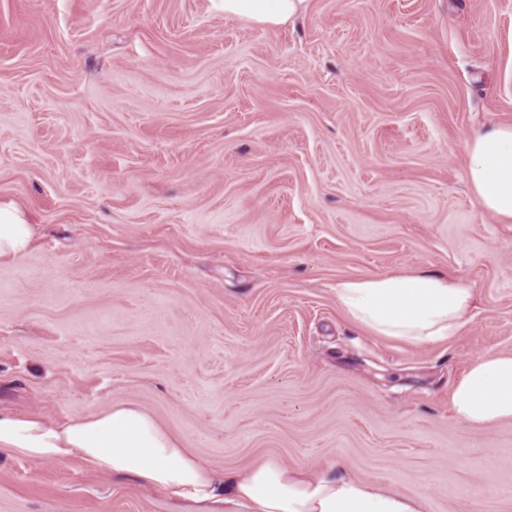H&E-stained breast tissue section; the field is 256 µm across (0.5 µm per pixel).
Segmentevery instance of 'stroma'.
<instances>
[{
  "label": "stroma",
  "instance_id": "35a3bbf8",
  "mask_svg": "<svg viewBox=\"0 0 512 512\" xmlns=\"http://www.w3.org/2000/svg\"><path fill=\"white\" fill-rule=\"evenodd\" d=\"M512 123V0H308L278 27L210 0H0V405L54 421L134 402L217 469L271 457L512 512V421L451 408L512 351V223L464 142ZM470 281L448 340L374 336L337 282ZM0 453V512H194ZM34 237V224L13 202L0 201V264L11 263L24 255Z\"/></svg>",
  "mask_w": 512,
  "mask_h": 512
}]
</instances>
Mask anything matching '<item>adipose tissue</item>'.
<instances>
[{"label": "adipose tissue", "instance_id": "1", "mask_svg": "<svg viewBox=\"0 0 512 512\" xmlns=\"http://www.w3.org/2000/svg\"><path fill=\"white\" fill-rule=\"evenodd\" d=\"M225 18L277 26L301 16L307 0H211ZM466 179L479 206L512 223V125L475 130L465 145ZM34 237L26 213L0 201V264L24 255ZM336 304L376 336L426 344L456 335L469 321L473 285L424 271L339 281ZM454 416L473 428L512 421V352L473 360L451 393ZM35 461L78 457L95 470L198 503L223 501L224 512H426L423 495L371 479L314 473L275 459L244 474L213 469L167 427L133 403L62 422L0 409V453Z\"/></svg>", "mask_w": 512, "mask_h": 512}]
</instances>
